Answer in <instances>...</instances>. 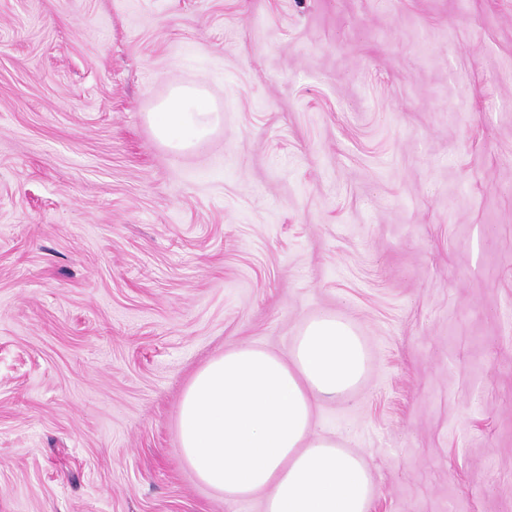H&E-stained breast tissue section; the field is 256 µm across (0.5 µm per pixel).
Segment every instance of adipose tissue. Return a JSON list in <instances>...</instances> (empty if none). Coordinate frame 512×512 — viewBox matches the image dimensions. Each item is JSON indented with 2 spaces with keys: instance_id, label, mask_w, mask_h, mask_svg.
I'll return each instance as SVG.
<instances>
[{
  "instance_id": "adipose-tissue-1",
  "label": "adipose tissue",
  "mask_w": 512,
  "mask_h": 512,
  "mask_svg": "<svg viewBox=\"0 0 512 512\" xmlns=\"http://www.w3.org/2000/svg\"><path fill=\"white\" fill-rule=\"evenodd\" d=\"M206 91L176 86L148 114L170 149L208 135ZM365 374L359 337L324 315L307 322L287 356L234 346L187 385L177 419L185 462L229 502L264 495L265 512H367L375 487L361 457L313 426L315 400L333 399Z\"/></svg>"
}]
</instances>
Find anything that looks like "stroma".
Here are the masks:
<instances>
[{
	"label": "stroma",
	"mask_w": 512,
	"mask_h": 512,
	"mask_svg": "<svg viewBox=\"0 0 512 512\" xmlns=\"http://www.w3.org/2000/svg\"><path fill=\"white\" fill-rule=\"evenodd\" d=\"M175 85L220 114L182 152ZM326 314L368 512H512V0H0V512H264L182 395ZM216 114L206 91L175 86L148 113V121L164 144L174 151H184L206 138Z\"/></svg>",
	"instance_id": "35a3bbf8"
}]
</instances>
